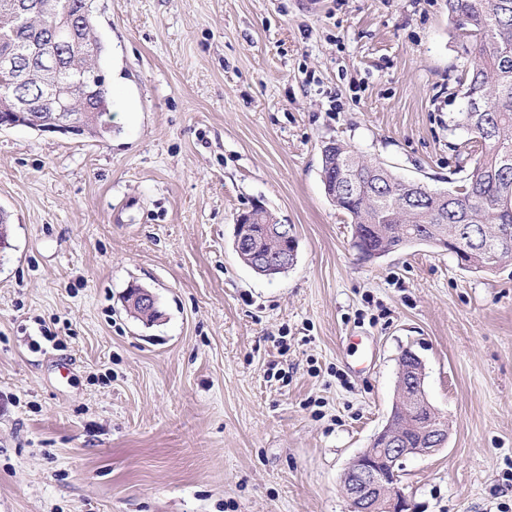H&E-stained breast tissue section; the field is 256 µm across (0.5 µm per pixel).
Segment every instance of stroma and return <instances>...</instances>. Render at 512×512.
I'll return each mask as SVG.
<instances>
[{
	"label": "stroma",
	"mask_w": 512,
	"mask_h": 512,
	"mask_svg": "<svg viewBox=\"0 0 512 512\" xmlns=\"http://www.w3.org/2000/svg\"><path fill=\"white\" fill-rule=\"evenodd\" d=\"M110 135L0 128V512H349L342 474L413 351L448 443L415 512H512V265L377 259L326 197L329 140L433 190L475 151L446 0H95ZM292 225L267 278L233 250ZM151 289L147 326L123 301ZM258 215V221L255 224H253V227H251V229L258 231L260 230L261 225L264 226V224H269L267 228H265V234L269 236H279L277 238L286 245L284 249L281 251H273L275 248L278 247V241L274 238H268L265 239L264 241L262 240L261 248L264 250V252H273L261 256L260 261L264 262L266 266L274 267L280 264H287L288 257L292 255L296 254L297 258V239L295 242V235L292 226L289 224H277L275 222V217L273 216V214L266 209H262L260 212H258ZM272 224L277 225L273 226ZM248 219V220H246ZM253 220L250 214H240L236 218L235 222V234H236V242L237 246L241 247L242 242L248 237L253 236V233L249 231V226L247 224H252ZM235 252L237 253L240 260L245 263L248 267L255 266L253 255L250 251L245 250V248L242 246L240 250H238L235 247Z\"/></svg>",
	"instance_id": "obj_1"
}]
</instances>
